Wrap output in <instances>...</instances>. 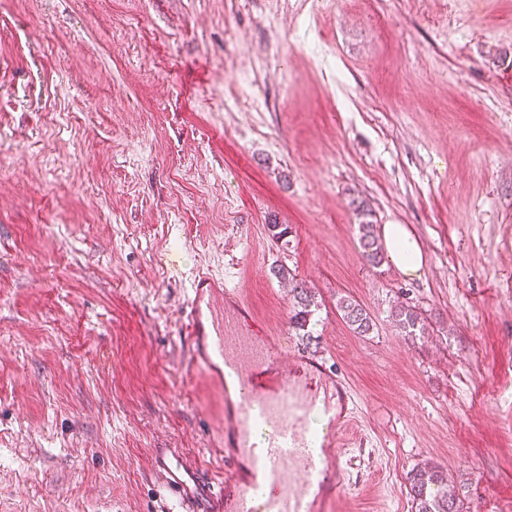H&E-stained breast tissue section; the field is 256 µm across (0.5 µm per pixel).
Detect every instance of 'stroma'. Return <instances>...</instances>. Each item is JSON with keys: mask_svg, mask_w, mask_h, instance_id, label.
I'll list each match as a JSON object with an SVG mask.
<instances>
[{"mask_svg": "<svg viewBox=\"0 0 512 512\" xmlns=\"http://www.w3.org/2000/svg\"><path fill=\"white\" fill-rule=\"evenodd\" d=\"M199 270L353 391L336 512H412L424 463L512 512V0H0V512H170L155 448L220 484ZM359 216V245L365 258L374 265H380L384 260V252L378 244L375 235V223L372 220L371 211L363 204L356 207ZM382 238L389 262L407 278L420 277L425 257L414 233L405 224H386ZM294 306L289 317L290 323L298 328L304 329L311 315V306L314 305V294L306 288L295 286L293 288ZM336 308L342 320L354 333L360 336L370 333L373 327L372 318L357 300L349 296L340 297ZM392 319L397 327L406 336H416L417 330L421 331L423 328V321L420 313L410 305H397L392 311Z\"/></svg>", "mask_w": 512, "mask_h": 512, "instance_id": "stroma-1", "label": "stroma"}]
</instances>
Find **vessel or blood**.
<instances>
[{
  "mask_svg": "<svg viewBox=\"0 0 512 512\" xmlns=\"http://www.w3.org/2000/svg\"><path fill=\"white\" fill-rule=\"evenodd\" d=\"M185 336L192 365L224 399L226 476L212 491L176 449H154V463L179 501L211 512H329L345 492L339 431L353 395L324 362L297 354L281 364L280 343L237 291L197 272Z\"/></svg>",
  "mask_w": 512,
  "mask_h": 512,
  "instance_id": "b4317fda",
  "label": "vessel or blood"
}]
</instances>
